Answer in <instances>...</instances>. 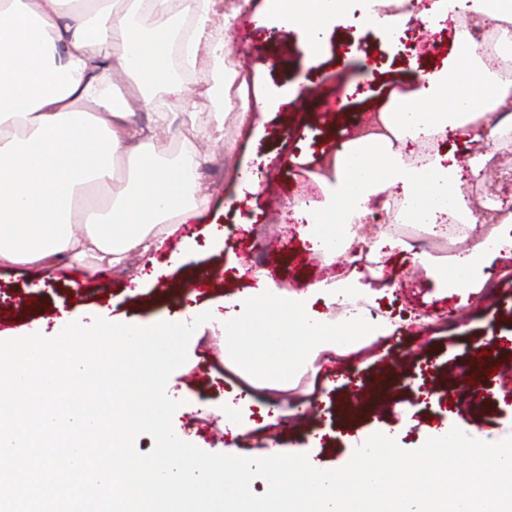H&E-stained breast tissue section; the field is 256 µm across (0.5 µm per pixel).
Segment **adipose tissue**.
<instances>
[{"instance_id":"1","label":"adipose tissue","mask_w":512,"mask_h":512,"mask_svg":"<svg viewBox=\"0 0 512 512\" xmlns=\"http://www.w3.org/2000/svg\"><path fill=\"white\" fill-rule=\"evenodd\" d=\"M147 7L162 18L176 10L192 17L183 54L191 67L208 64L211 80L201 91L223 111L234 74L220 49L200 56L210 0H147ZM136 12L132 5L115 14L112 0H0V267L49 271L66 260L90 259L117 268L135 254L153 259L167 239L178 238L177 251L155 264L158 277L200 249L223 248V225L186 235L171 221L196 216L203 188L197 157L169 156L158 141L169 113H154L152 125L137 126L132 106L113 92V75L121 71L145 84L163 80L177 100L191 93L171 74L167 30L143 32ZM472 13L495 20L501 41L512 43V0H429L416 18L456 28L454 62L417 71L405 90L392 93L391 107L378 112L373 128L325 154L315 177L321 200L293 207L312 247L328 237L351 243L352 226L370 205L390 209L396 196L410 203L414 222L432 228L466 212V176H479L489 151L512 132L511 123L493 118L512 109V79H501L491 60L468 48L463 27ZM255 21L296 29L315 57L336 22V0H265ZM111 25L121 30L123 45L109 56L102 45ZM450 135L481 142L485 151L459 168L438 149ZM404 138L414 143L406 155L393 149ZM119 156L133 165L130 188L101 206L81 208L91 191L111 187ZM504 254L512 258V236L477 242L449 267L426 254L416 261L450 295L481 287L485 268Z\"/></svg>"}]
</instances>
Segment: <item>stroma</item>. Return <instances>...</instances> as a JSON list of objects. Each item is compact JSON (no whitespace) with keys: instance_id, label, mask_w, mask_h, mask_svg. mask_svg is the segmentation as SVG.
Segmentation results:
<instances>
[{"instance_id":"35a3bbf8","label":"stroma","mask_w":512,"mask_h":512,"mask_svg":"<svg viewBox=\"0 0 512 512\" xmlns=\"http://www.w3.org/2000/svg\"><path fill=\"white\" fill-rule=\"evenodd\" d=\"M263 6L264 0H215L212 7L211 39L223 44L226 64L236 74L226 89L223 123H216L208 99L167 98L160 80L144 89L147 102L134 116L145 125L153 112L171 113V129L163 134L168 154L194 152L209 169L208 190L195 225L223 224V248L197 253L154 281L145 278L136 260L121 270L63 263L38 276L27 267L0 268V310L9 312L13 332L30 328L44 310L76 307L105 308L111 316L150 323L180 310L179 291L200 266L211 270L213 284L196 295L198 306L222 302L245 287V280L237 276L241 264L265 271L280 287L297 292L325 277L343 279L368 270V262L355 252L322 256L311 251L292 224L287 205L317 198L318 188L309 173L326 150L327 138L341 142L365 126L385 105L390 89L410 77L412 56L404 43L363 28L360 0H349L345 16L336 22L334 39L316 59L304 53L295 31L253 26V17ZM340 39L360 44V51L352 54L337 48ZM312 83L322 84L325 95L337 98L334 118H327L323 107L309 104L304 89ZM268 94L289 95L287 110L259 112L256 101ZM186 112L196 115L189 143L181 139V117ZM256 156L270 160L269 166L260 167V174L279 172L283 194L261 192L242 201L239 212L225 211L224 201L235 196L243 165ZM466 195L479 219L474 238L493 236L498 226L486 204L512 200V137L501 142L484 175L469 181ZM243 216L251 218L249 228L240 225ZM356 232L358 239L370 242L382 233L421 242L425 252L443 264L457 253L456 246L429 236L424 225L394 223L388 212L378 222L357 225ZM413 257L408 249L380 258L388 277L380 281L368 309L389 325L387 337L325 354L301 368L288 388L275 394L282 409L275 422H266L257 410L246 412L249 429L239 437L236 454L264 457L266 439L273 435L280 453L292 454L305 446L326 469H337L349 461L361 434L400 424L399 406L409 402L417 407L414 424L399 441L407 451L416 449L422 428L457 414L487 440L512 433V401L485 398L489 392L512 393V381L484 374L464 392L448 383L459 365H472L481 355L512 361V259L489 267L485 287L441 297ZM76 272L87 286L77 299L69 288ZM138 277L144 281L139 289L133 285ZM382 375L396 386L394 406L365 412L352 422L344 420L338 410L344 395L370 388ZM239 381L224 366L220 339H202L168 381L169 388L193 394L173 416L178 436L206 452L226 453L224 427L209 409Z\"/></svg>"}]
</instances>
